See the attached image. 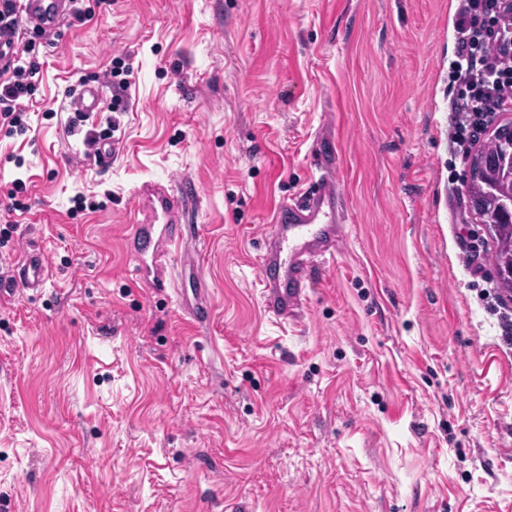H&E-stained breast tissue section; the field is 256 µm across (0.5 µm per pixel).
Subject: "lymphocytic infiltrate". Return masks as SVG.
Segmentation results:
<instances>
[{"label": "lymphocytic infiltrate", "instance_id": "lymphocytic-infiltrate-1", "mask_svg": "<svg viewBox=\"0 0 512 512\" xmlns=\"http://www.w3.org/2000/svg\"><path fill=\"white\" fill-rule=\"evenodd\" d=\"M22 0H0V36L17 39L11 60L0 66V126L26 132V114L39 67L28 61ZM452 78L458 87L449 109L456 145L478 142L487 116L512 111V0H464Z\"/></svg>", "mask_w": 512, "mask_h": 512}]
</instances>
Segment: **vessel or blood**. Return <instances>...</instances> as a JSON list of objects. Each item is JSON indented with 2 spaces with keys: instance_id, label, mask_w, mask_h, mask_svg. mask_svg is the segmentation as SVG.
<instances>
[{
  "instance_id": "vessel-or-blood-1",
  "label": "vessel or blood",
  "mask_w": 512,
  "mask_h": 512,
  "mask_svg": "<svg viewBox=\"0 0 512 512\" xmlns=\"http://www.w3.org/2000/svg\"><path fill=\"white\" fill-rule=\"evenodd\" d=\"M75 0H24L27 26L44 34L56 33L74 13ZM100 85L83 84L70 101L72 112L90 115L100 111ZM334 160L321 162L310 190L278 204L273 213L274 230L269 235L257 267L267 309L288 317L303 305L304 290L311 279V258L332 255L346 221L340 191L331 176ZM192 205L184 192L158 182H144L137 193L125 247L134 282L158 294L174 289L182 309L193 321L208 314V291L189 249L184 226ZM180 251L179 264H172L173 251ZM49 279L44 252L27 246L20 258L0 269V301H13L40 291Z\"/></svg>"
}]
</instances>
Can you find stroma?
<instances>
[{"label": "stroma", "mask_w": 512, "mask_h": 512, "mask_svg": "<svg viewBox=\"0 0 512 512\" xmlns=\"http://www.w3.org/2000/svg\"><path fill=\"white\" fill-rule=\"evenodd\" d=\"M31 58L30 129L0 133V512H512V349L494 240L449 144L459 0H85ZM109 164L69 135L80 83ZM334 147L347 212L299 321L263 305L269 215ZM146 180L186 186L211 312L127 272ZM485 241L481 276L467 245ZM102 90L99 84L85 83L79 93L70 101V110L83 115H90L93 112H102L101 107ZM49 279V264L44 252L27 246L20 258L8 268L0 269V301H14L40 291Z\"/></svg>", "instance_id": "stroma-1"}]
</instances>
